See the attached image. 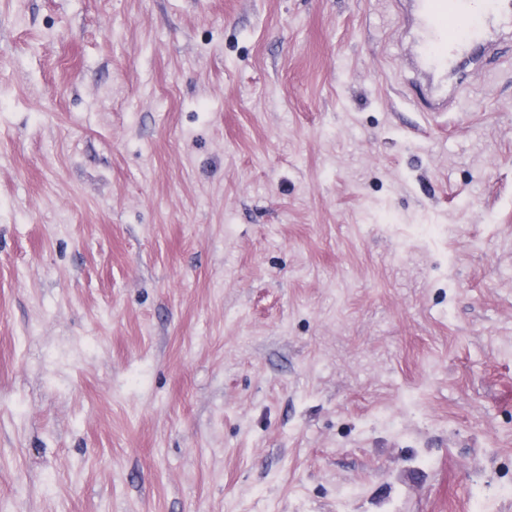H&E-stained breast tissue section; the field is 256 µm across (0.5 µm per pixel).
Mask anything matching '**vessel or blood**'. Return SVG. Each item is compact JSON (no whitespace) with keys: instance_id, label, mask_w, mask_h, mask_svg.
Returning a JSON list of instances; mask_svg holds the SVG:
<instances>
[{"instance_id":"obj_1","label":"vessel or blood","mask_w":512,"mask_h":512,"mask_svg":"<svg viewBox=\"0 0 512 512\" xmlns=\"http://www.w3.org/2000/svg\"><path fill=\"white\" fill-rule=\"evenodd\" d=\"M414 64L445 79L458 59L512 14L507 0H412Z\"/></svg>"}]
</instances>
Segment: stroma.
<instances>
[{
    "label": "stroma",
    "mask_w": 512,
    "mask_h": 512,
    "mask_svg": "<svg viewBox=\"0 0 512 512\" xmlns=\"http://www.w3.org/2000/svg\"><path fill=\"white\" fill-rule=\"evenodd\" d=\"M495 39L434 115L400 0H0V512H512Z\"/></svg>",
    "instance_id": "obj_1"
}]
</instances>
